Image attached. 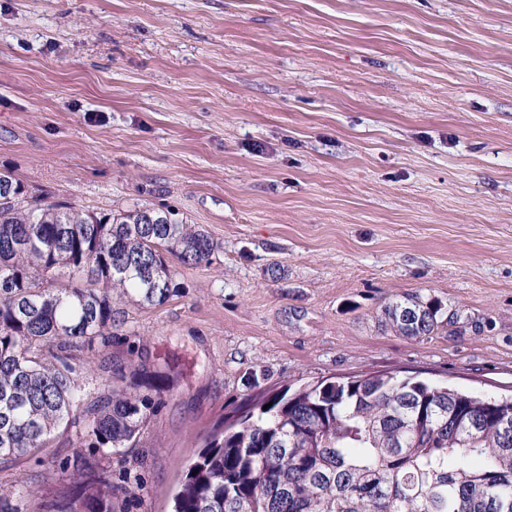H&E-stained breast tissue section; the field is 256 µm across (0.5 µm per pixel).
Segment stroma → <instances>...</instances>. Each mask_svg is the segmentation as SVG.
I'll return each mask as SVG.
<instances>
[{"mask_svg":"<svg viewBox=\"0 0 512 512\" xmlns=\"http://www.w3.org/2000/svg\"><path fill=\"white\" fill-rule=\"evenodd\" d=\"M221 243L113 365L167 376L127 512L248 395L373 372L512 396V0H0V169ZM441 300L453 336L383 327ZM409 314L412 315L410 320ZM385 326L408 338L422 339L447 332L458 321L457 313H449L445 305L435 298L420 294H405L384 308Z\"/></svg>","mask_w":512,"mask_h":512,"instance_id":"obj_1","label":"stroma"}]
</instances>
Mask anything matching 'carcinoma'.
Returning <instances> with one entry per match:
<instances>
[{
	"label": "carcinoma",
	"instance_id": "obj_1",
	"mask_svg": "<svg viewBox=\"0 0 512 512\" xmlns=\"http://www.w3.org/2000/svg\"><path fill=\"white\" fill-rule=\"evenodd\" d=\"M220 250L168 208L98 213L0 170V469L42 467L0 512H122L104 461L154 401L132 384L92 394L77 352L112 347V294L161 305L179 290L168 257L194 267ZM384 319L422 339L458 315L405 294ZM70 427L93 452L62 484L47 443ZM173 512H512V401L397 374L264 392L188 465Z\"/></svg>",
	"mask_w": 512,
	"mask_h": 512
}]
</instances>
